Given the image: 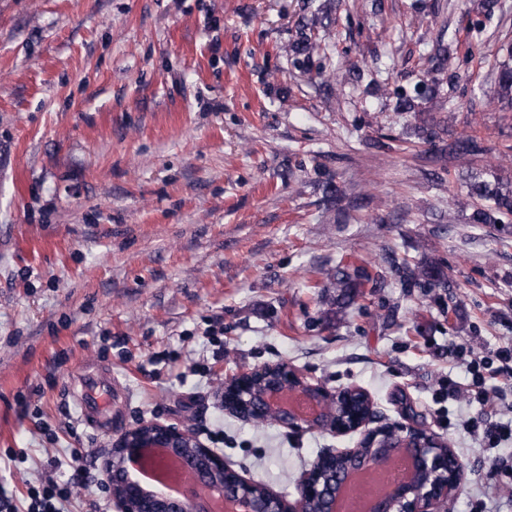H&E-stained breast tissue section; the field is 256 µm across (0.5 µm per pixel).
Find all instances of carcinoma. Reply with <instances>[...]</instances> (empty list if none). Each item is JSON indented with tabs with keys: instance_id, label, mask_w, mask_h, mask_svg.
Masks as SVG:
<instances>
[{
	"instance_id": "cac0c4a2",
	"label": "carcinoma",
	"mask_w": 512,
	"mask_h": 512,
	"mask_svg": "<svg viewBox=\"0 0 512 512\" xmlns=\"http://www.w3.org/2000/svg\"><path fill=\"white\" fill-rule=\"evenodd\" d=\"M330 20L329 13H313L310 18L299 22L295 38L284 48V52L290 58L295 69L302 72H316L319 76L329 79L336 78L339 84L345 81L359 82L364 75L363 70L355 63L345 66L344 73L335 76L326 72L321 62L325 47L322 46L321 37L316 35L319 30H327ZM450 55L448 47L443 41L436 43L434 52L430 54L433 69L446 73V83L454 89L458 86L462 76L459 69H449ZM496 82L499 98L512 108V65L502 64L498 67ZM451 151L456 154H471L479 151L475 138L470 135L462 136L450 145ZM493 180H478L467 185L466 200L459 204L472 207L470 221L473 224H489L499 226V232L506 238H512V223L507 218H512V179L499 174H492ZM400 281L405 287L410 288L421 285L425 288H435L445 284L440 274L435 270L423 266H410L404 262L395 266ZM324 276L323 287L336 289V306L343 309L349 306L358 292V289L375 281V275L366 264L343 266L338 265L334 269L321 272Z\"/></svg>"
}]
</instances>
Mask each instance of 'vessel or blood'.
<instances>
[{
  "mask_svg": "<svg viewBox=\"0 0 512 512\" xmlns=\"http://www.w3.org/2000/svg\"><path fill=\"white\" fill-rule=\"evenodd\" d=\"M72 396L79 408L81 423L92 430L112 429V372L108 369L88 371L78 378Z\"/></svg>",
  "mask_w": 512,
  "mask_h": 512,
  "instance_id": "vessel-or-blood-1",
  "label": "vessel or blood"
}]
</instances>
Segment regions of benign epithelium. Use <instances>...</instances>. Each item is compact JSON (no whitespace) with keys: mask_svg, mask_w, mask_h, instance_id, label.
Listing matches in <instances>:
<instances>
[{"mask_svg":"<svg viewBox=\"0 0 512 512\" xmlns=\"http://www.w3.org/2000/svg\"><path fill=\"white\" fill-rule=\"evenodd\" d=\"M299 392L317 407L311 418H303L292 410L272 406L276 396ZM224 411L247 422H273L295 431L328 430L336 435L360 432L363 438L355 448L329 449L319 457H343L354 467L376 465L395 448L414 449L416 471L426 476L421 483L403 484L387 499L379 502L375 512H447L463 477V466L453 449L442 444L427 427L419 424L375 425L373 402L359 387L330 391L314 383L299 369L286 363L268 364L240 373L224 382L221 395ZM159 444L178 455L184 448L196 449V457L186 458L198 475L208 483L219 484L224 496L247 506V512H305L312 499L323 503V512H332L336 491L343 481L324 484L319 470L304 474L297 484V496L290 500L267 490L262 502L253 496L256 481L239 477L224 483V472L230 467L224 457L203 444L190 429L157 420H143L124 428L112 438L100 473L115 512H206L197 501H172L162 493L149 491L132 479L123 468L127 458L139 457L145 448Z\"/></svg>","mask_w":512,"mask_h":512,"instance_id":"7a95c632","label":"benign epithelium"}]
</instances>
